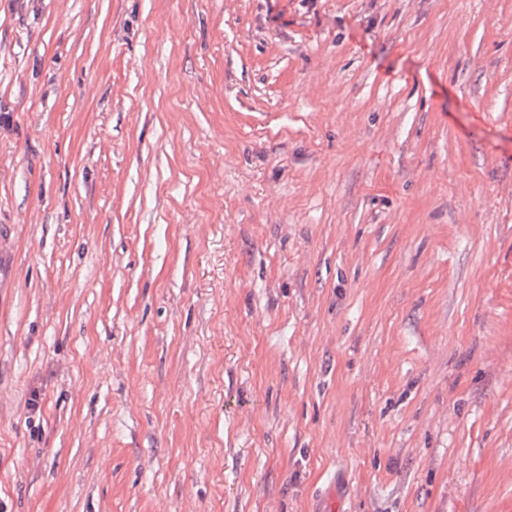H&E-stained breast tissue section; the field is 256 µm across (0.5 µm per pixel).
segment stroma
Segmentation results:
<instances>
[{"label": "stroma", "instance_id": "obj_1", "mask_svg": "<svg viewBox=\"0 0 512 512\" xmlns=\"http://www.w3.org/2000/svg\"><path fill=\"white\" fill-rule=\"evenodd\" d=\"M0 512H512V0H0Z\"/></svg>", "mask_w": 512, "mask_h": 512}]
</instances>
